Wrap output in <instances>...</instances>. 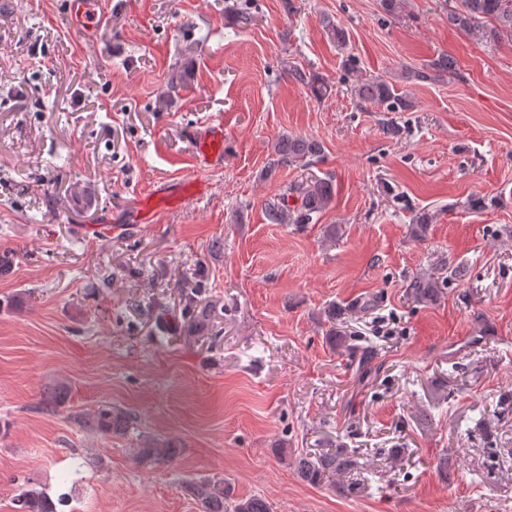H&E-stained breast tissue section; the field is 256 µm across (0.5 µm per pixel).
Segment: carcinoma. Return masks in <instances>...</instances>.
<instances>
[{"mask_svg":"<svg viewBox=\"0 0 512 512\" xmlns=\"http://www.w3.org/2000/svg\"><path fill=\"white\" fill-rule=\"evenodd\" d=\"M450 23L464 31H480L487 39L495 42L505 36L512 40V0H459V6L448 13ZM438 76L456 73V62L450 55H441L420 68H401V78L407 81H427L431 73ZM288 77L304 85L310 94L322 99L331 92L330 85L318 75L298 65H289ZM351 92L363 104L380 105L386 112H404L412 102L400 95L394 84L382 77L363 78L350 86ZM271 160L265 175L272 174L281 163H288L305 170L301 178L287 186L286 190L265 203V214L275 224H309L313 215L329 207L335 196L331 180L308 172L312 158L321 152L319 142L306 137L283 135L271 144ZM294 204H289V199ZM409 288L420 302L431 300L437 292L434 277L421 276L414 279ZM201 288L186 295L182 308L183 317L199 328L206 327L216 315V304L199 298ZM69 394L68 384L58 383L43 399L52 408L62 406ZM134 417L121 407L104 404L83 420V425L102 434L121 435L133 425ZM179 454V448L167 439L147 436L140 447L133 449L138 465L152 469L172 462ZM296 469L301 478L313 485L336 474H346L357 466L354 455L342 449L334 453H319L313 456L301 455L295 459ZM185 490L196 501L199 512H273V506L260 496L227 502L224 483L209 479L190 480ZM69 501L68 494L62 493L52 500L46 489L26 483L19 489L16 498L18 512H57V505Z\"/></svg>","mask_w":512,"mask_h":512,"instance_id":"obj_1","label":"carcinoma"}]
</instances>
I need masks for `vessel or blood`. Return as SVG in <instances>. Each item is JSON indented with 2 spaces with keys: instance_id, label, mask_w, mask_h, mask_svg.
<instances>
[{
  "instance_id": "obj_1",
  "label": "vessel or blood",
  "mask_w": 512,
  "mask_h": 512,
  "mask_svg": "<svg viewBox=\"0 0 512 512\" xmlns=\"http://www.w3.org/2000/svg\"><path fill=\"white\" fill-rule=\"evenodd\" d=\"M69 17L74 28L83 33L94 31L98 19L97 0H69ZM197 177L171 185L158 186L134 211L131 220L136 224L153 223L162 210L183 205L190 199L202 196L208 191L203 172L216 169L224 162V125L211 122L192 132Z\"/></svg>"
}]
</instances>
